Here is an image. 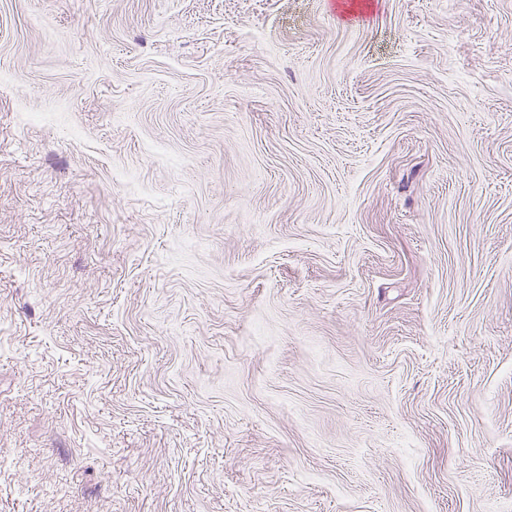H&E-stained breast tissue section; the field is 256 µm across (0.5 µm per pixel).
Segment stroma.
<instances>
[{
  "mask_svg": "<svg viewBox=\"0 0 512 512\" xmlns=\"http://www.w3.org/2000/svg\"><path fill=\"white\" fill-rule=\"evenodd\" d=\"M0 512H512V0H0Z\"/></svg>",
  "mask_w": 512,
  "mask_h": 512,
  "instance_id": "stroma-1",
  "label": "stroma"
}]
</instances>
